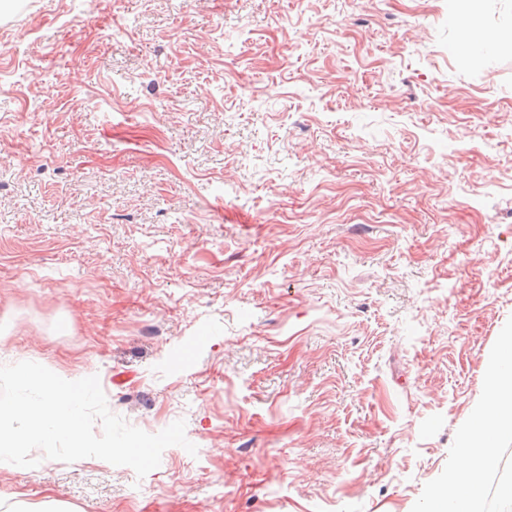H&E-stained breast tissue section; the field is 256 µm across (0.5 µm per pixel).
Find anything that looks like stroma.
Wrapping results in <instances>:
<instances>
[{"mask_svg":"<svg viewBox=\"0 0 512 512\" xmlns=\"http://www.w3.org/2000/svg\"><path fill=\"white\" fill-rule=\"evenodd\" d=\"M86 9L0 11V365L197 452L37 449L0 512H426L512 338V50L457 0Z\"/></svg>","mask_w":512,"mask_h":512,"instance_id":"35a3bbf8","label":"stroma"}]
</instances>
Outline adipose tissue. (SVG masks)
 Segmentation results:
<instances>
[{"mask_svg": "<svg viewBox=\"0 0 512 512\" xmlns=\"http://www.w3.org/2000/svg\"><path fill=\"white\" fill-rule=\"evenodd\" d=\"M512 430V370L492 363L486 396L478 411V427L465 437L459 466L434 496L435 512H479L478 483L481 473L496 460L494 436Z\"/></svg>", "mask_w": 512, "mask_h": 512, "instance_id": "1", "label": "adipose tissue"}]
</instances>
